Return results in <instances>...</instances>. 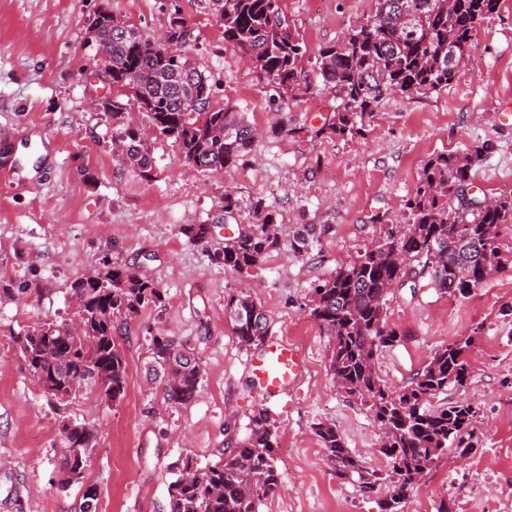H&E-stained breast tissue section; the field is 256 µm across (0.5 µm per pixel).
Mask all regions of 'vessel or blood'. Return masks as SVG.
Segmentation results:
<instances>
[{
  "instance_id": "obj_1",
  "label": "vessel or blood",
  "mask_w": 512,
  "mask_h": 512,
  "mask_svg": "<svg viewBox=\"0 0 512 512\" xmlns=\"http://www.w3.org/2000/svg\"><path fill=\"white\" fill-rule=\"evenodd\" d=\"M305 366L304 356L297 348L273 339L260 357L250 361L249 371L267 395L276 396L296 385Z\"/></svg>"
}]
</instances>
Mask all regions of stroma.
<instances>
[{
	"instance_id": "35a3bbf8",
	"label": "stroma",
	"mask_w": 512,
	"mask_h": 512,
	"mask_svg": "<svg viewBox=\"0 0 512 512\" xmlns=\"http://www.w3.org/2000/svg\"><path fill=\"white\" fill-rule=\"evenodd\" d=\"M161 38L172 11L190 31L183 46L219 99L262 133L253 152L220 172L182 161L162 135L149 142L152 167L127 168L112 153V116L93 99L113 95L90 64L87 27L98 6ZM372 0H282L314 60L325 45L371 11ZM336 99L312 79L303 96L280 100L224 44L208 0H0V139L22 148L13 181L0 179V512H82L95 489L96 512H163L175 465L218 461L227 431L245 436L253 412L267 408L277 432L282 474L258 512H376L322 458L313 426L334 423L348 450L388 471L383 435L367 406L339 389L330 371L331 341L308 301L318 280L357 259L383 230L403 225L423 168L439 154L478 152L469 196L512 191V0H499L478 25L448 88L427 96L385 97L361 131L327 132ZM265 195L278 213L283 244L249 278L248 291L272 321V337L304 353L294 388L270 399L224 317L236 274L212 251L237 232L218 224L224 192ZM211 227L209 246L182 234ZM326 226L312 250L292 244L297 228ZM152 278L161 304L144 309L118 336L129 383L121 402L84 395L56 405L34 382L15 342L30 326L69 319L72 285L104 254ZM399 339L375 366L403 386L431 353L474 336L464 386L435 396L476 411L480 441L468 456L442 455L410 491L404 512H512V269L489 276L464 297L425 282L399 288L386 305ZM179 338L203 367L197 395L171 407L146 376L152 336ZM97 431L93 463L74 484L59 483V416Z\"/></svg>"
}]
</instances>
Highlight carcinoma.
<instances>
[{
    "mask_svg": "<svg viewBox=\"0 0 512 512\" xmlns=\"http://www.w3.org/2000/svg\"><path fill=\"white\" fill-rule=\"evenodd\" d=\"M221 13L224 43L251 65L275 92L296 97L309 88L306 45L282 10L281 0H211ZM498 0H375L373 14L357 21L315 58L317 78L338 104L331 132H359L380 101L398 91L427 95L454 79L477 24L492 13ZM88 29V42L107 56L116 93L103 103L115 126L113 153L142 172L151 167L147 136L130 123L128 109L137 107L140 124L174 139L184 163L202 171H222L255 150L259 135L243 113L211 107L212 84L179 47L189 39L186 23L169 24L159 41L134 27L118 30L102 8ZM477 154H441L425 166L413 197L404 232L388 228L355 261L341 265L311 288V315L331 338L330 369L349 397L367 406L383 433L381 455L393 462L386 474L366 468L344 446L331 422L318 423L324 460L336 477L357 486L373 500L377 512H402L409 492L448 449L469 455L478 445L473 407L465 402L429 406L430 398L462 386L470 375L468 350L473 337L436 349L428 362L399 388L374 370L376 352L398 340L386 320L391 286L414 289L426 280L450 296L468 295L482 283L480 261L490 270L505 268L500 228L512 226V193L490 199L466 197ZM221 219L239 224L236 236L211 259L240 278H250L265 257L280 248L278 213L264 195L247 197L224 191ZM190 242H208V224L181 227ZM322 231L305 227L291 245H316ZM73 295L88 331L70 334L67 323L46 321L16 339H24L21 356L28 370L55 375L75 397L102 386L112 401L123 399L127 364L116 332L143 309L163 302L154 280L105 254L98 268L75 283ZM224 315L245 347H262L270 321L248 293L224 301ZM149 373L162 384L170 406L190 403L198 392L203 364L183 342L162 334L151 338ZM95 430L82 424L63 436V469L92 464ZM277 439L267 412L251 415L248 433L227 442L220 460L200 467L186 458L168 485L166 512H256L274 494L281 473L276 465Z\"/></svg>",
    "mask_w": 512,
    "mask_h": 512,
    "instance_id": "cac0c4a2",
    "label": "carcinoma"
}]
</instances>
